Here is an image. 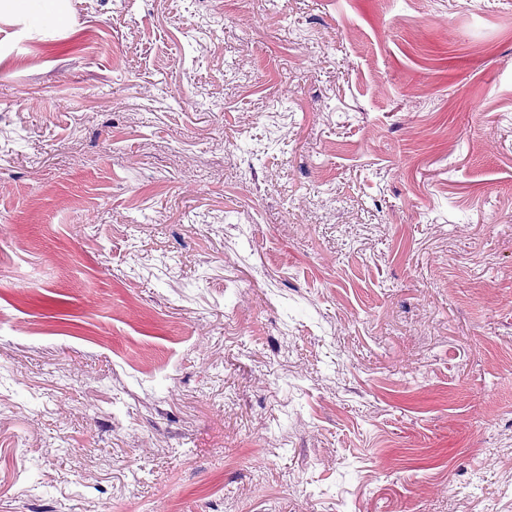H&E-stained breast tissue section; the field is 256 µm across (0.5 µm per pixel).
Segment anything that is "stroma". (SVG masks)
I'll list each match as a JSON object with an SVG mask.
<instances>
[{
  "label": "stroma",
  "instance_id": "35a3bbf8",
  "mask_svg": "<svg viewBox=\"0 0 512 512\" xmlns=\"http://www.w3.org/2000/svg\"><path fill=\"white\" fill-rule=\"evenodd\" d=\"M0 512H512V0L1 16Z\"/></svg>",
  "mask_w": 512,
  "mask_h": 512
}]
</instances>
